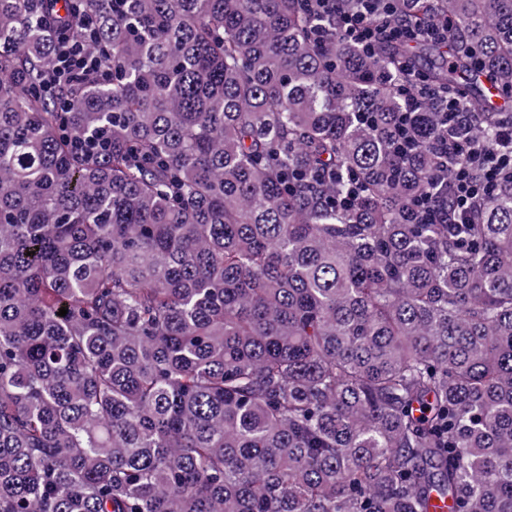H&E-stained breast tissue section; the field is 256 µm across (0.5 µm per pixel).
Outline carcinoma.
Masks as SVG:
<instances>
[{
  "label": "carcinoma",
  "mask_w": 512,
  "mask_h": 512,
  "mask_svg": "<svg viewBox=\"0 0 512 512\" xmlns=\"http://www.w3.org/2000/svg\"><path fill=\"white\" fill-rule=\"evenodd\" d=\"M401 7L448 47L0 0V512H512V174L457 224L432 104L396 151L407 60L495 146L512 0ZM82 12L100 72L48 98Z\"/></svg>",
  "instance_id": "obj_1"
}]
</instances>
